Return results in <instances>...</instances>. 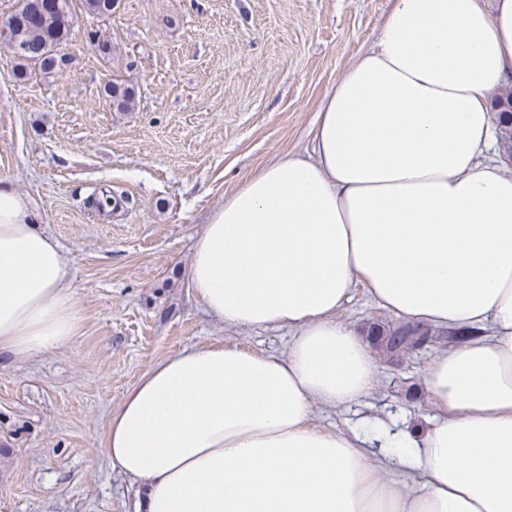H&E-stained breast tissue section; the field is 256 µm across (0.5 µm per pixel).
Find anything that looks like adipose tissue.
I'll return each instance as SVG.
<instances>
[{"label": "adipose tissue", "mask_w": 512, "mask_h": 512, "mask_svg": "<svg viewBox=\"0 0 512 512\" xmlns=\"http://www.w3.org/2000/svg\"><path fill=\"white\" fill-rule=\"evenodd\" d=\"M512 84V0H396L318 112L210 212L189 285L217 321L288 327L287 351L186 348L111 412L104 449L141 512H512V175L491 91ZM403 321L471 330L434 356L423 424L312 428L375 366L336 319L355 284ZM82 315L57 240L0 181V355L68 344Z\"/></svg>", "instance_id": "1"}]
</instances>
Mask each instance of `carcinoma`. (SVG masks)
<instances>
[{
  "mask_svg": "<svg viewBox=\"0 0 512 512\" xmlns=\"http://www.w3.org/2000/svg\"><path fill=\"white\" fill-rule=\"evenodd\" d=\"M29 0L17 14L16 24L9 27L4 35L14 57L22 62L35 61L46 70L55 69L60 62L55 48L67 40L74 15L73 0ZM84 12L105 16L112 13V0H80ZM112 106L118 111H127L136 105L134 90L118 84L105 88ZM492 109L497 116L502 133L503 145L512 154V88L492 99ZM421 333L426 339L431 330L419 331L407 323L388 328L374 326L369 335L373 336L375 350L383 355L398 356L408 347V335Z\"/></svg>",
  "mask_w": 512,
  "mask_h": 512,
  "instance_id": "cac0c4a2",
  "label": "carcinoma"
}]
</instances>
